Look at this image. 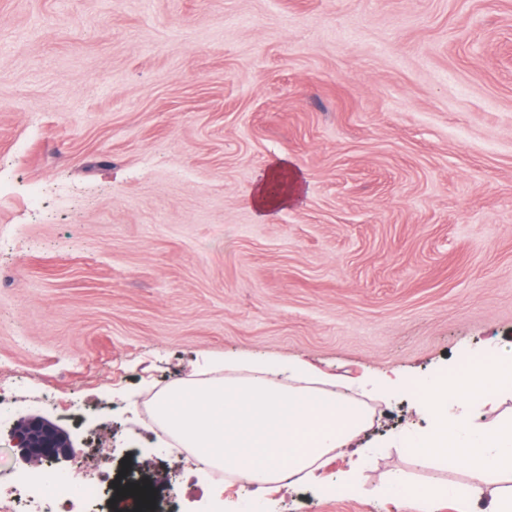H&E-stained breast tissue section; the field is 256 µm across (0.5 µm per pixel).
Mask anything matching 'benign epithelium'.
Instances as JSON below:
<instances>
[{"instance_id": "7a95c632", "label": "benign epithelium", "mask_w": 512, "mask_h": 512, "mask_svg": "<svg viewBox=\"0 0 512 512\" xmlns=\"http://www.w3.org/2000/svg\"><path fill=\"white\" fill-rule=\"evenodd\" d=\"M12 438L16 447L35 464L69 456L73 451L64 432L40 416L19 421L13 429Z\"/></svg>"}]
</instances>
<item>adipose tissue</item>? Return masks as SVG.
Wrapping results in <instances>:
<instances>
[{"mask_svg": "<svg viewBox=\"0 0 512 512\" xmlns=\"http://www.w3.org/2000/svg\"><path fill=\"white\" fill-rule=\"evenodd\" d=\"M298 176L278 165L254 188L251 206L259 216L288 205L300 194ZM205 377H191L158 393L155 420L207 468H222L252 483H319L321 460L350 447L373 421L371 401L390 398L386 385L346 391L329 377L312 373L299 360L288 363L224 359L211 363ZM432 426L409 436L404 446L417 460L441 468L466 469L474 479L463 487V501L480 502L485 512H512V418L476 422L474 407L497 410L512 395V350L495 362L454 378L423 379L415 385ZM390 492L410 512H432L448 487L429 485L413 491L401 473L391 474Z\"/></svg>", "mask_w": 512, "mask_h": 512, "instance_id": "obj_1", "label": "adipose tissue"}]
</instances>
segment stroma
<instances>
[{"label": "stroma", "instance_id": "1", "mask_svg": "<svg viewBox=\"0 0 512 512\" xmlns=\"http://www.w3.org/2000/svg\"><path fill=\"white\" fill-rule=\"evenodd\" d=\"M299 202L259 218L272 165ZM512 348V0H0V379L139 512H207L182 457L139 455L153 391L229 356L350 383ZM54 401H47L45 392ZM404 389L354 447L359 490L266 486L269 512H407L461 487L418 463ZM390 492L402 498L411 511L432 512V505L443 498H448L447 484H432L424 489L423 495H417L413 491L415 488L410 486L400 472L391 474L388 480Z\"/></svg>", "mask_w": 512, "mask_h": 512}]
</instances>
